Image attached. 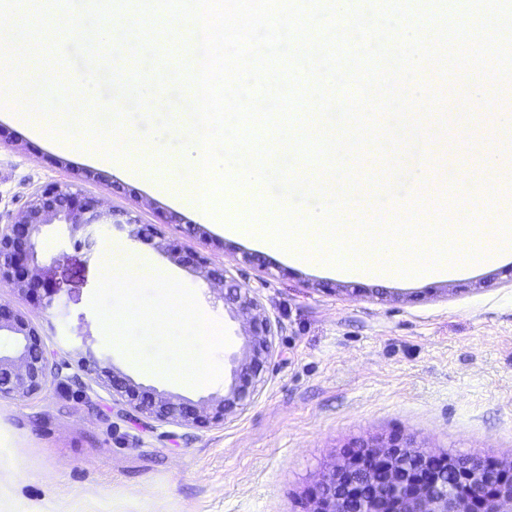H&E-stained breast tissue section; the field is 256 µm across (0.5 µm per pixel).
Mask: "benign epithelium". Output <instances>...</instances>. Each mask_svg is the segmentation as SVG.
<instances>
[{"label": "benign epithelium", "mask_w": 512, "mask_h": 512, "mask_svg": "<svg viewBox=\"0 0 512 512\" xmlns=\"http://www.w3.org/2000/svg\"><path fill=\"white\" fill-rule=\"evenodd\" d=\"M102 216L100 204L77 189L39 187L16 216L0 224V280L31 294L42 307H51L54 291L42 279L38 263L44 228L63 224L70 236H81L89 247V228ZM166 250L174 262L193 268L239 323L243 355L235 360L224 394L192 403L116 374L90 350L81 357V367L96 375L111 395L157 421L197 427L223 423L254 401L278 322L224 267L173 243ZM2 332L10 348L0 352V400L22 401L58 380L62 366L38 327L0 305ZM312 502L311 512H512V466L504 468L478 455L432 454L417 449L410 438L394 436L383 444H364L346 456L323 476Z\"/></svg>", "instance_id": "benign-epithelium-1"}]
</instances>
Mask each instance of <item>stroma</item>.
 <instances>
[{
	"label": "stroma",
	"instance_id": "1",
	"mask_svg": "<svg viewBox=\"0 0 512 512\" xmlns=\"http://www.w3.org/2000/svg\"><path fill=\"white\" fill-rule=\"evenodd\" d=\"M157 44L170 65L185 63L192 25L158 11ZM415 83L441 95V105L412 111L420 136L386 141L391 119L374 114L380 130L360 156L320 169L295 158L292 174L326 184L355 205L395 209L415 197L424 156L452 146L456 160L441 173L452 223L490 224L498 210L477 200L480 159L506 133L498 112L512 113V83L487 77L474 100L469 74L429 66ZM455 122H447V112ZM170 118L185 129L184 104L168 91L123 119L122 144L137 142L127 162L80 146L62 150L60 126L31 131L12 103L0 106V218L10 219L31 192L71 184L104 209L129 212L155 234L133 239L102 224L92 247L78 246L64 225L45 228L39 248L43 280L56 291L52 308L0 283V303L39 326L63 366L47 390L23 401H0V512H310V491L354 447L394 435L428 451L479 455L512 465V257L454 279L376 281L345 279L318 267L257 251L220 224L193 234V212L175 194L187 179L179 165L184 145L160 153L144 118ZM147 175L134 180L129 164ZM167 180L173 192L159 193ZM198 251L240 278L281 326L273 357L254 402L211 427L158 422L113 400L79 365L80 349L106 353L135 382L196 401L223 394L232 357L242 353L239 325L199 275L175 263L160 246ZM120 244L153 261L194 290L204 314L223 326L228 344L216 354L218 381L193 387L146 370L110 345L91 307L103 264ZM255 255L252 264L245 255Z\"/></svg>",
	"mask_w": 512,
	"mask_h": 512
}]
</instances>
